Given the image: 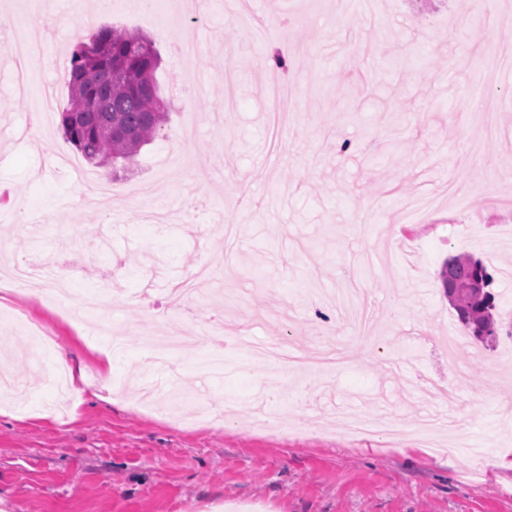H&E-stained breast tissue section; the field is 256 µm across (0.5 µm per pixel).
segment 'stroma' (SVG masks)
I'll return each instance as SVG.
<instances>
[{
    "label": "stroma",
    "instance_id": "1",
    "mask_svg": "<svg viewBox=\"0 0 512 512\" xmlns=\"http://www.w3.org/2000/svg\"><path fill=\"white\" fill-rule=\"evenodd\" d=\"M166 26L130 9L98 15L151 37L163 57L171 102L165 134L145 146L117 193L87 199L79 174L58 171L46 150L63 146L14 89V64L0 46V243L17 258L70 259L81 298L116 291L127 328L112 382H89L78 406L56 408L54 388L38 385L34 358L95 374L105 343L94 322L77 323L34 287L0 292V320L46 327L48 341L14 335L0 364L15 391L0 401V512H512V469L489 466L492 451L512 459V337L472 342L475 358L449 368L438 345L462 326L433 285L451 255L480 258L493 277L496 312L512 317V82L480 93L483 63L512 44V0H249L248 20L225 16L222 0H200L195 22L181 0H160ZM275 20L280 38L255 43L249 20ZM40 24L47 53L70 55L90 35L67 10ZM193 39L199 53L175 55ZM232 52L235 96L218 94L220 58ZM288 69L269 64L271 53ZM293 105L271 114L267 80ZM493 113L494 138L480 139V113ZM39 126L40 142L30 136ZM481 140L464 199L442 194L469 141ZM209 176L196 188V170ZM166 176L165 207L176 219L151 222L149 204L126 188ZM436 197L427 223L405 226L401 203ZM118 215L102 223V209ZM405 258L381 265L389 244ZM212 295L195 317L170 312L163 295L201 263ZM348 295L373 311L370 333L337 307L307 302L311 288ZM222 314L224 338L282 339L315 348L331 341L348 356L336 373H313L290 389L260 378L234 358L223 382L196 365L199 336ZM179 333L188 344L168 373L182 395L180 421L137 405L132 380L152 381L142 358L143 328ZM451 383L464 399V447L436 438L422 448L378 436L353 439L341 412L399 418L413 430L434 406L429 381ZM237 403V419L192 426L198 400Z\"/></svg>",
    "mask_w": 512,
    "mask_h": 512
}]
</instances>
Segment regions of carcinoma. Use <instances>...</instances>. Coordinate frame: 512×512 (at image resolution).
I'll return each mask as SVG.
<instances>
[{
    "instance_id": "cac0c4a2",
    "label": "carcinoma",
    "mask_w": 512,
    "mask_h": 512,
    "mask_svg": "<svg viewBox=\"0 0 512 512\" xmlns=\"http://www.w3.org/2000/svg\"><path fill=\"white\" fill-rule=\"evenodd\" d=\"M160 65L154 42L124 28L102 27L79 42L64 75L69 90L60 113L64 141L88 163L134 165L168 120ZM439 277L449 305L472 336L492 342L504 329L512 337V320L504 325L495 318L492 276L481 260L452 255Z\"/></svg>"
}]
</instances>
